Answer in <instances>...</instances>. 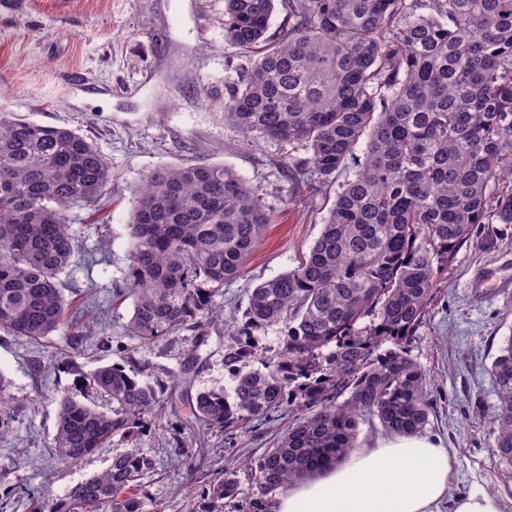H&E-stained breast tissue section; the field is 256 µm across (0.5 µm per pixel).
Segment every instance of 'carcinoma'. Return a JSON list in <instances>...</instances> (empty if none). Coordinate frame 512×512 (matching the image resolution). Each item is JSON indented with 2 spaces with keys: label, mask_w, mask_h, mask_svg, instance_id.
<instances>
[{
  "label": "carcinoma",
  "mask_w": 512,
  "mask_h": 512,
  "mask_svg": "<svg viewBox=\"0 0 512 512\" xmlns=\"http://www.w3.org/2000/svg\"><path fill=\"white\" fill-rule=\"evenodd\" d=\"M277 10L285 23L270 35ZM224 40L257 56L224 97V118L243 133L304 145L322 184L365 140L309 254L250 293L237 335L281 327L279 360L243 370L252 350L237 340L226 355L233 399L212 390L193 405L208 430L297 408L299 421L248 465L260 489L286 490L354 451L362 421L407 437L429 423L427 376L408 346L434 280L475 225L512 224V0H224ZM110 177L84 137L0 111V330L35 343L60 330L58 275L77 249L69 213L100 211ZM266 224L258 190L229 167L149 175L135 192L129 275L116 294L131 300L127 333L150 344L202 328ZM71 326L62 355L86 336L84 322ZM491 373L493 454L512 463V334ZM81 382L112 413L56 399L54 448L71 463L133 436L158 404L156 389L121 366ZM153 470L130 448L48 512H140ZM236 493L227 477L212 498Z\"/></svg>",
  "instance_id": "cac0c4a2"
}]
</instances>
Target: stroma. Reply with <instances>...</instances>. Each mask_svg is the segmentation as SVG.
<instances>
[{
    "label": "stroma",
    "mask_w": 512,
    "mask_h": 512,
    "mask_svg": "<svg viewBox=\"0 0 512 512\" xmlns=\"http://www.w3.org/2000/svg\"><path fill=\"white\" fill-rule=\"evenodd\" d=\"M0 15V110L82 135L107 162L111 181L100 201L102 222L72 214L78 243L59 276L66 303L85 302L95 325L73 355L54 365L64 331L45 341L0 332V373L12 424L0 436V512H44L76 485L135 447L154 462L140 492L142 512H205L213 486L237 474L235 498L216 512H269L276 494L261 490L245 464L283 436L295 415L282 408L247 428L206 430L191 407L198 393L231 390L225 356L244 320L252 289L296 268L319 237L341 184L353 178L363 146L333 183L312 192L309 171L285 166L308 157L300 145L253 139L224 119L230 86L252 56L224 40V0H24ZM198 163L232 168L256 188L270 221L240 275L215 298L218 318L205 332L189 328L151 344L128 336L130 301H113L126 283L128 224L136 190L153 171ZM512 333V224H484L435 280L434 300L410 346L432 400L427 436L452 460V489L512 498V465L492 452L499 400L491 365ZM118 364L160 391L156 411L135 439L114 436L79 462L53 453L57 397L110 411L77 383L78 372Z\"/></svg>",
    "instance_id": "stroma-1"
}]
</instances>
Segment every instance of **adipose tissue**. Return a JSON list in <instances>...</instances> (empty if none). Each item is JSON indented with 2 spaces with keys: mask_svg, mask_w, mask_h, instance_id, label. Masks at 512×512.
I'll return each mask as SVG.
<instances>
[{
  "mask_svg": "<svg viewBox=\"0 0 512 512\" xmlns=\"http://www.w3.org/2000/svg\"><path fill=\"white\" fill-rule=\"evenodd\" d=\"M450 475L441 443L391 437L288 488L270 512H512V501L499 494L451 493Z\"/></svg>",
  "mask_w": 512,
  "mask_h": 512,
  "instance_id": "ef3b65f1",
  "label": "adipose tissue"
}]
</instances>
